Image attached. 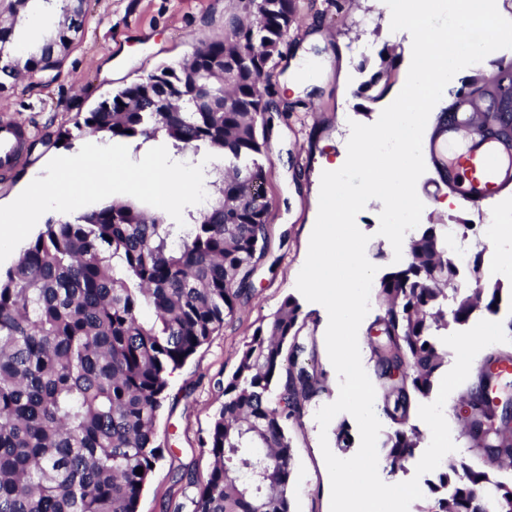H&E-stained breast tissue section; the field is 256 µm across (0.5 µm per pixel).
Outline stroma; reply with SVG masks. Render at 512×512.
<instances>
[{"label":"stroma","mask_w":512,"mask_h":512,"mask_svg":"<svg viewBox=\"0 0 512 512\" xmlns=\"http://www.w3.org/2000/svg\"><path fill=\"white\" fill-rule=\"evenodd\" d=\"M244 2L88 0L82 35L60 67L49 75L23 73L0 94V113L23 124L32 144L14 168L0 172V206L10 204L52 158L64 155L57 143L59 131L73 128L80 114L154 68L186 59L198 44L223 40ZM306 45L324 64L316 82L296 93L288 86L290 62ZM407 53L403 41L392 39L389 20L376 13L371 0H300L297 23L285 37L274 69L271 108L265 115V185L272 200L266 253L234 317L226 319L223 329L169 381L157 420V441L164 457L143 491L139 512H164L169 506L192 512L195 489L176 482L175 475L184 470L198 478L207 475L211 459L202 440L224 402L221 384L235 371L239 351L254 330L268 322L286 296L298 293L293 273L308 253L316 182L324 167L338 160L351 122L376 121L386 103L394 100ZM386 58L396 63L390 79L372 82ZM416 191L424 204L421 226L468 225L470 242L482 250L481 269L489 271L497 246L487 240L486 227L498 201L447 206L451 192L431 166ZM380 210V204H367L356 224L369 235L366 256L383 276L398 265L390 242L378 233ZM300 306L315 329V345L300 361L307 369L326 371L329 391L313 399L301 421L289 426L294 454L291 512H330L331 483L320 442H335L342 426L354 438L359 430L346 412L336 415L325 429L315 418L319 408L337 399L339 380L323 338L326 309L306 300ZM476 383V374H469L449 401L447 415L456 446L451 459L481 467L485 451L465 436L459 414L467 389Z\"/></svg>","instance_id":"35a3bbf8"}]
</instances>
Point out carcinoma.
Segmentation results:
<instances>
[{
    "label": "carcinoma",
    "mask_w": 512,
    "mask_h": 512,
    "mask_svg": "<svg viewBox=\"0 0 512 512\" xmlns=\"http://www.w3.org/2000/svg\"><path fill=\"white\" fill-rule=\"evenodd\" d=\"M63 21L26 55L25 68L52 69L84 26L86 0H58ZM298 0H247L231 35L211 42L213 60L163 65L100 101L59 132L147 142L165 135L175 155L207 151L216 179L205 208L167 224L115 201L72 219H50L0 275V512H138L163 449L156 423L169 377L233 316L267 245L271 201L252 193L265 179L268 144L254 112L267 109L275 58L296 21ZM15 23L0 25V89L14 81ZM486 104L481 131L512 140V66L473 97ZM459 268L447 232L413 237L408 260L378 288L384 337L369 339L386 381L391 422L382 444L390 472L420 444L409 426L446 358L435 333L478 309L496 310L500 283L477 295L448 286ZM306 326L288 295L243 344L224 404L203 446L212 459L195 486L193 512H291L288 427L325 388V374L298 366ZM143 474H136L137 468ZM487 472L450 462L429 484L424 512H487ZM494 512H512V486L495 483Z\"/></svg>",
    "instance_id": "1"
}]
</instances>
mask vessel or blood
Segmentation results:
<instances>
[{"label": "vessel or blood", "instance_id": "b4317fda", "mask_svg": "<svg viewBox=\"0 0 512 512\" xmlns=\"http://www.w3.org/2000/svg\"><path fill=\"white\" fill-rule=\"evenodd\" d=\"M478 121V108L461 99L448 121L431 132L425 152L451 191L480 204L492 191L512 186V147L474 134ZM24 134L20 124L0 120V170H10L16 164Z\"/></svg>", "mask_w": 512, "mask_h": 512}]
</instances>
